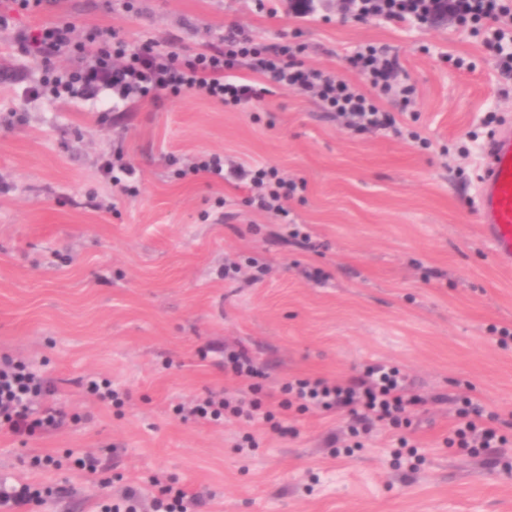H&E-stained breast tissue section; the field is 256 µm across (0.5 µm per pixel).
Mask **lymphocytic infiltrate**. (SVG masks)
<instances>
[{
    "mask_svg": "<svg viewBox=\"0 0 512 512\" xmlns=\"http://www.w3.org/2000/svg\"><path fill=\"white\" fill-rule=\"evenodd\" d=\"M347 8L360 21L380 18L419 25L448 13L460 28L482 36L499 72L512 75V0H347ZM14 41L36 59L48 62L67 58V66L43 80L57 97L66 93L92 99L108 92L113 99L129 103L145 98L157 102L165 93H192L234 109L258 94L293 88L314 94L327 110L343 118L349 129L369 133L396 125L395 116L381 104L383 98L394 94L406 102L415 92L413 85H395L400 69L397 58L389 56L386 47L373 44L360 47L346 59L348 68L368 76L372 91L366 94L335 73L305 65L300 58L301 45L259 43L240 29L232 30L206 50L186 56L174 48L133 46L110 27L94 26L80 32L65 19L35 31L17 30ZM243 59L248 60L252 72L266 79V87L256 88L237 76ZM192 172L222 181L250 182L257 207L279 217L289 236H299L300 230L288 209L299 185L281 177L276 168L228 166L214 155L195 165ZM224 369L239 381L242 397L209 394L189 408V415L210 423L223 422L228 414L249 421L259 418L269 424L272 432L287 434V427L276 418V410L265 404L254 361L236 351L225 359ZM280 392L281 409L295 407L302 411L313 405L325 411L343 410L366 434L379 423L401 427L409 407L420 401L399 370L381 364L345 381L296 378L284 383ZM52 393L48 382L24 361L0 356V426L17 436L60 429L67 415L48 404ZM456 415L454 435L458 447L477 455L505 444L506 438L495 427L493 416L486 414L480 404L464 399Z\"/></svg>",
    "mask_w": 512,
    "mask_h": 512,
    "instance_id": "1",
    "label": "lymphocytic infiltrate"
}]
</instances>
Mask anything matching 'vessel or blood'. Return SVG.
<instances>
[{"label":"vessel or blood","mask_w":512,"mask_h":512,"mask_svg":"<svg viewBox=\"0 0 512 512\" xmlns=\"http://www.w3.org/2000/svg\"><path fill=\"white\" fill-rule=\"evenodd\" d=\"M476 213L485 242L500 265L512 266V128L499 129L486 147L477 179Z\"/></svg>","instance_id":"1"}]
</instances>
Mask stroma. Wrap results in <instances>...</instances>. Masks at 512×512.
<instances>
[{
	"mask_svg": "<svg viewBox=\"0 0 512 512\" xmlns=\"http://www.w3.org/2000/svg\"><path fill=\"white\" fill-rule=\"evenodd\" d=\"M276 7L51 0L17 23L108 25L137 45L193 52L236 24L260 42L305 44L306 64L365 92L343 59L377 43L416 89L409 104L383 102L396 130L354 133L292 89L234 110L191 94L135 106L34 97L43 65L0 30V355L25 359L80 417L26 439L0 432V484L45 492L22 512H100L153 473L198 496L189 512H512V339L495 335L512 330V269L495 262L474 200L483 118L512 124V79L448 15L420 28L345 20L336 0H311L305 18L299 0ZM118 154L139 171L135 194L100 172ZM214 154L303 181L289 207L315 248L284 241L245 183L179 177ZM240 349L268 393L384 363L421 402L409 428L378 426L357 448L330 443L347 437L344 412L280 411L285 436L178 415L207 393H238L224 355ZM89 375L127 392L124 405L86 394ZM460 396L498 416L505 447L473 456L452 444ZM400 435L415 453L399 452ZM87 450L103 473L75 467ZM48 455L54 465L34 466Z\"/></svg>",
	"mask_w": 512,
	"mask_h": 512,
	"instance_id": "obj_1",
	"label": "stroma"
}]
</instances>
